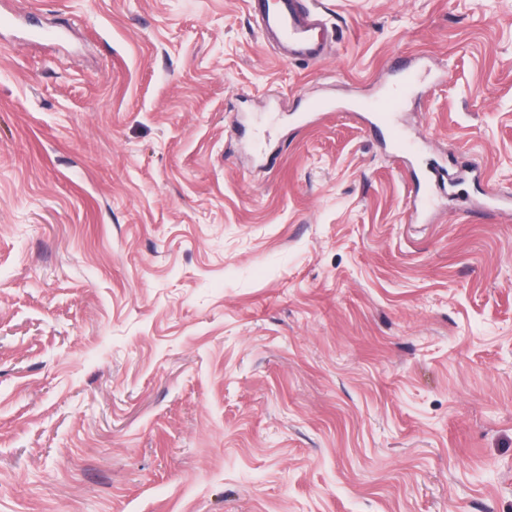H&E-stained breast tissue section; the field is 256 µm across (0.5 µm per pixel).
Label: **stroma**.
Returning <instances> with one entry per match:
<instances>
[{
	"mask_svg": "<svg viewBox=\"0 0 512 512\" xmlns=\"http://www.w3.org/2000/svg\"><path fill=\"white\" fill-rule=\"evenodd\" d=\"M305 3L7 0L0 512H512V0ZM258 21L267 36L278 45L288 48L286 58L295 56L317 62L327 54L330 41L316 42L313 30L321 26L322 20L301 0H276ZM402 100V92H393L377 96L367 104V109L370 112H378L380 114L378 116L379 120L382 121V125L394 138H398L399 133L394 129L391 123V117L395 112L399 111L402 105Z\"/></svg>",
	"mask_w": 512,
	"mask_h": 512,
	"instance_id": "obj_1",
	"label": "stroma"
}]
</instances>
